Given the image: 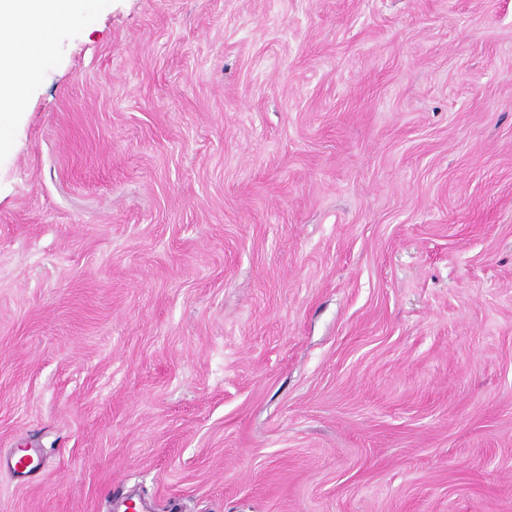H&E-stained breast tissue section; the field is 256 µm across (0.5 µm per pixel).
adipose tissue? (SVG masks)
<instances>
[{
  "label": "adipose tissue",
  "mask_w": 512,
  "mask_h": 512,
  "mask_svg": "<svg viewBox=\"0 0 512 512\" xmlns=\"http://www.w3.org/2000/svg\"><path fill=\"white\" fill-rule=\"evenodd\" d=\"M99 0H0V125H6L23 101L20 77L38 70L48 47L43 28L56 20H72Z\"/></svg>",
  "instance_id": "1"
}]
</instances>
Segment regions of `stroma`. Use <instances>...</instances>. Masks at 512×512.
I'll use <instances>...</instances> for the list:
<instances>
[{"instance_id": "35a3bbf8", "label": "stroma", "mask_w": 512, "mask_h": 512, "mask_svg": "<svg viewBox=\"0 0 512 512\" xmlns=\"http://www.w3.org/2000/svg\"><path fill=\"white\" fill-rule=\"evenodd\" d=\"M115 488L512 512V0L53 28L0 146V512Z\"/></svg>"}]
</instances>
